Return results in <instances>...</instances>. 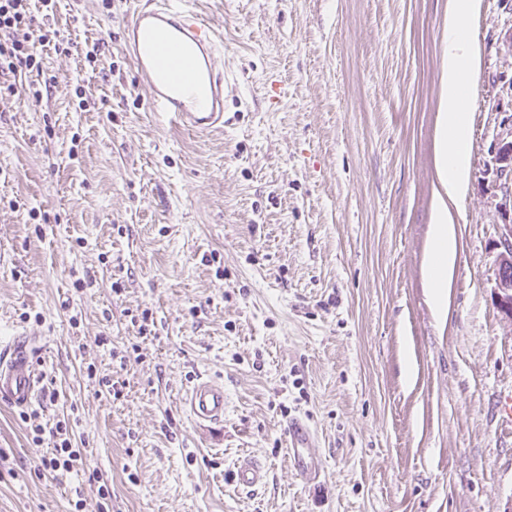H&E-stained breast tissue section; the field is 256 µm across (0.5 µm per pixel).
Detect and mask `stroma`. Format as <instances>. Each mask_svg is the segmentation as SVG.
Wrapping results in <instances>:
<instances>
[{"mask_svg":"<svg viewBox=\"0 0 512 512\" xmlns=\"http://www.w3.org/2000/svg\"><path fill=\"white\" fill-rule=\"evenodd\" d=\"M189 7L224 38L221 132L152 111L122 48L128 0L34 9L61 42L0 95V344L34 333L43 376L30 422L0 404V512H507L489 166L512 142V0L471 20L444 311L428 272L448 0ZM201 377L224 386L223 424L182 406ZM293 416L317 433L321 483L290 468ZM58 423L82 475L40 465L30 427ZM245 454L268 471L249 491L231 480Z\"/></svg>","mask_w":512,"mask_h":512,"instance_id":"stroma-1","label":"stroma"}]
</instances>
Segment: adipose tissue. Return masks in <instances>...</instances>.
<instances>
[{
	"mask_svg": "<svg viewBox=\"0 0 512 512\" xmlns=\"http://www.w3.org/2000/svg\"><path fill=\"white\" fill-rule=\"evenodd\" d=\"M477 8V0H450L448 7L443 119L437 160L439 175L449 199L459 196L470 178V102L477 72V58L465 22ZM434 225L430 277L436 300L442 305L446 302L448 270L453 265L458 250L454 226L446 203L438 205Z\"/></svg>",
	"mask_w": 512,
	"mask_h": 512,
	"instance_id": "adipose-tissue-1",
	"label": "adipose tissue"
}]
</instances>
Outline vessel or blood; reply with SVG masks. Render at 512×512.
I'll return each mask as SVG.
<instances>
[{
	"label": "vessel or blood",
	"instance_id": "1",
	"mask_svg": "<svg viewBox=\"0 0 512 512\" xmlns=\"http://www.w3.org/2000/svg\"><path fill=\"white\" fill-rule=\"evenodd\" d=\"M123 47L136 69V78L150 92L153 111L171 114L176 124L206 135L223 129L224 52L221 37L182 0H135L123 24ZM41 377L36 350L22 339L0 346V401L17 409L28 408L40 395ZM182 404L199 424L224 421V387L199 380ZM297 473L320 478L324 472L314 451L316 433L298 418L283 427ZM267 471L260 460L237 459L232 479L242 490L262 485Z\"/></svg>",
	"mask_w": 512,
	"mask_h": 512
}]
</instances>
